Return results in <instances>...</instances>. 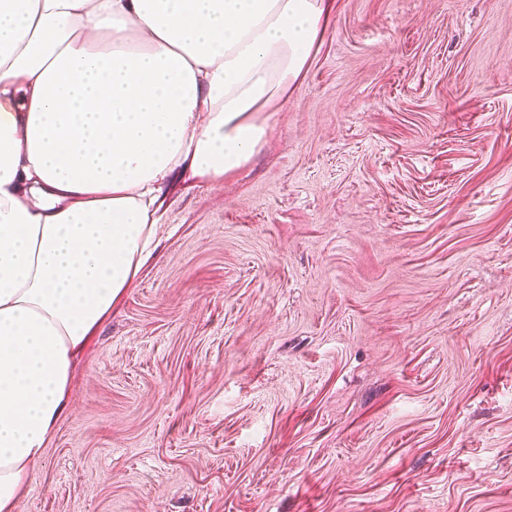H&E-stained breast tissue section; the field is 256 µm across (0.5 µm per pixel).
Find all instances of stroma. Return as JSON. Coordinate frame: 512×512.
Wrapping results in <instances>:
<instances>
[{"label": "stroma", "instance_id": "1", "mask_svg": "<svg viewBox=\"0 0 512 512\" xmlns=\"http://www.w3.org/2000/svg\"><path fill=\"white\" fill-rule=\"evenodd\" d=\"M268 122L173 184L15 512H512V0H336Z\"/></svg>", "mask_w": 512, "mask_h": 512}]
</instances>
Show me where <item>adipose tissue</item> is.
Wrapping results in <instances>:
<instances>
[{
	"mask_svg": "<svg viewBox=\"0 0 512 512\" xmlns=\"http://www.w3.org/2000/svg\"><path fill=\"white\" fill-rule=\"evenodd\" d=\"M334 0H0V512L137 279L175 174L248 169Z\"/></svg>",
	"mask_w": 512,
	"mask_h": 512,
	"instance_id": "obj_1",
	"label": "adipose tissue"
}]
</instances>
